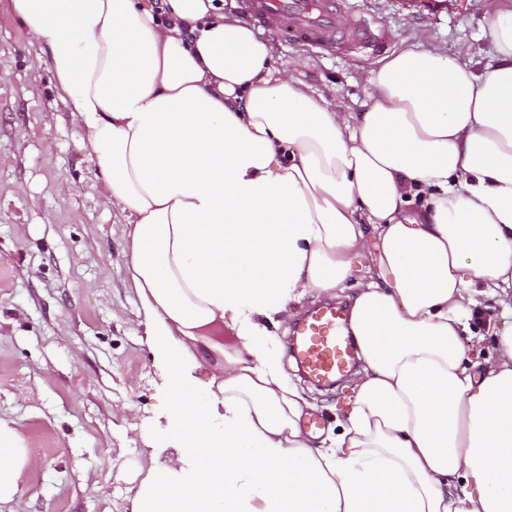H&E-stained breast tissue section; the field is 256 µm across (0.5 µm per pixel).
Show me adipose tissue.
I'll return each instance as SVG.
<instances>
[{"mask_svg": "<svg viewBox=\"0 0 512 512\" xmlns=\"http://www.w3.org/2000/svg\"><path fill=\"white\" fill-rule=\"evenodd\" d=\"M163 2L11 0L125 215L171 393L179 455L131 512H512V11L487 4L482 73L385 59L357 121L213 0ZM365 255L360 366L323 438L271 326L344 295ZM484 298L499 320L477 321ZM38 466L0 418V506Z\"/></svg>", "mask_w": 512, "mask_h": 512, "instance_id": "1", "label": "adipose tissue"}]
</instances>
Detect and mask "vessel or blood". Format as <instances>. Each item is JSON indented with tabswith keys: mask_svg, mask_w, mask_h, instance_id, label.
Returning <instances> with one entry per match:
<instances>
[{
	"mask_svg": "<svg viewBox=\"0 0 512 512\" xmlns=\"http://www.w3.org/2000/svg\"><path fill=\"white\" fill-rule=\"evenodd\" d=\"M244 7L274 32L317 46L331 48L342 37L362 39L367 35L365 24L343 15L335 0H244ZM344 321L343 310L325 306L313 310L295 330V356L317 384L333 383L356 359L351 341L342 332Z\"/></svg>",
	"mask_w": 512,
	"mask_h": 512,
	"instance_id": "1",
	"label": "vessel or blood"
}]
</instances>
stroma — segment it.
<instances>
[{
    "label": "stroma",
    "instance_id": "1",
    "mask_svg": "<svg viewBox=\"0 0 512 512\" xmlns=\"http://www.w3.org/2000/svg\"><path fill=\"white\" fill-rule=\"evenodd\" d=\"M386 55L416 45L482 72L494 49L486 0L450 8L341 0ZM273 65L362 117L381 55L351 41L328 53L255 26ZM49 57L0 0V417L25 433L40 466L11 512H129L137 474L168 464L167 390L125 273L128 226L105 205ZM320 431L346 394L299 381Z\"/></svg>",
    "mask_w": 512,
    "mask_h": 512
}]
</instances>
